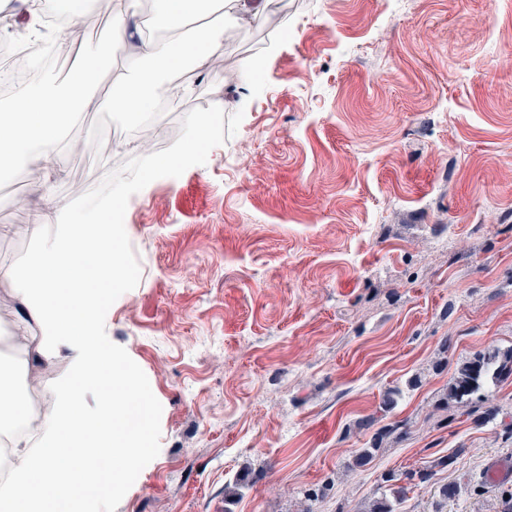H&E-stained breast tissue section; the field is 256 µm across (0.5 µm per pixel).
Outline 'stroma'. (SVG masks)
I'll use <instances>...</instances> for the list:
<instances>
[{
    "label": "stroma",
    "mask_w": 512,
    "mask_h": 512,
    "mask_svg": "<svg viewBox=\"0 0 512 512\" xmlns=\"http://www.w3.org/2000/svg\"><path fill=\"white\" fill-rule=\"evenodd\" d=\"M282 5L277 27L215 16L232 35L187 68L163 120L225 106V142L128 202L141 276L105 327L162 405L161 450L116 512H367L385 473L420 468L432 477L401 512H501L512 481L483 477L512 436L440 401L457 363L512 348V0ZM31 24L26 0H0V40L25 44ZM112 29L102 15L44 75L63 84L100 51L78 132L116 141L27 175L36 208H63L131 157L127 119L100 106L128 54ZM250 56L259 69L225 84ZM19 190L0 183V266L30 241ZM403 419L409 436L355 466ZM408 432L407 423L404 421L395 422L392 425H388L384 427L381 431L377 433L376 438L373 441L371 448H362L359 454L357 455L355 461L356 464L361 466L369 462L375 452H377L381 447L382 442L390 438L391 436L394 438H402Z\"/></svg>",
    "instance_id": "stroma-1"
}]
</instances>
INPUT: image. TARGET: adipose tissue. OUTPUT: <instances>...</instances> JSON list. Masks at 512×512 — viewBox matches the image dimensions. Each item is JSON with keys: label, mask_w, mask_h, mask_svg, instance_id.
Masks as SVG:
<instances>
[{"label": "adipose tissue", "mask_w": 512, "mask_h": 512, "mask_svg": "<svg viewBox=\"0 0 512 512\" xmlns=\"http://www.w3.org/2000/svg\"><path fill=\"white\" fill-rule=\"evenodd\" d=\"M266 0H158L166 31L144 36L139 0H110L113 42L134 43L128 72L116 73L105 109L130 117L150 111L161 73L186 63L205 67L222 47L224 29L207 23L212 8L249 22L261 16ZM102 58L90 52L65 87L50 82L17 86L0 109V170H47L68 146L78 105L96 84ZM107 213L68 225L29 256L25 271L0 267L12 280L23 327L37 326V337H18L27 349L26 365L38 369L60 349L72 353L68 378L53 380L57 402L46 414L20 400L11 376L0 371V432L23 423L17 435L13 475L0 489V512H77L88 501L119 494L127 467L143 455V432L128 425L134 401L130 374L122 359L93 334L107 292L126 272L124 253L109 231Z\"/></svg>", "instance_id": "adipose-tissue-1"}]
</instances>
